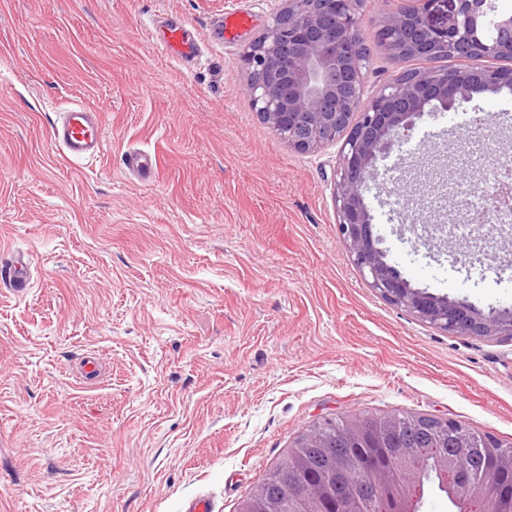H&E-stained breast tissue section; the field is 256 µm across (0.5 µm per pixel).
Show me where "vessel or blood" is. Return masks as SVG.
Returning <instances> with one entry per match:
<instances>
[{
	"instance_id": "b4317fda",
	"label": "vessel or blood",
	"mask_w": 512,
	"mask_h": 512,
	"mask_svg": "<svg viewBox=\"0 0 512 512\" xmlns=\"http://www.w3.org/2000/svg\"><path fill=\"white\" fill-rule=\"evenodd\" d=\"M152 38L163 50L183 63L194 62L201 53L196 38L176 19L162 17L152 28ZM51 138L58 151L69 161H84L98 156L103 149L102 123L97 112L82 105L62 113L52 125ZM129 171L150 177L155 169L154 157L145 151L129 153L125 158ZM31 275L30 262L21 254L0 265V277L7 279L16 293H25Z\"/></svg>"
}]
</instances>
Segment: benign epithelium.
I'll return each mask as SVG.
<instances>
[{
  "mask_svg": "<svg viewBox=\"0 0 512 512\" xmlns=\"http://www.w3.org/2000/svg\"><path fill=\"white\" fill-rule=\"evenodd\" d=\"M360 0H281L262 33L240 56L248 72L247 93L262 121L302 152L343 140L334 178L333 202L340 238L369 288L389 304L453 336H512V310L485 312L463 299L417 288L378 247L364 191L376 177V161L405 136L426 110L450 111L474 95L512 86V70L488 65L512 57V15L493 13L492 34L482 24L477 0H421L419 8L387 9L376 37L395 52L431 58L442 52L463 56L469 66L450 75L419 70L404 82L387 83L363 104V69L368 57L359 41ZM448 502L469 508L459 495L471 488L492 505L499 471L512 470V452L498 467L477 477L464 456L439 458ZM363 475L368 486L397 488L394 497L368 498L369 512H419L422 479L410 471L394 486L389 455L352 453L336 467Z\"/></svg>",
  "mask_w": 512,
  "mask_h": 512,
  "instance_id": "1",
  "label": "benign epithelium"
}]
</instances>
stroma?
<instances>
[{"label": "stroma", "mask_w": 512, "mask_h": 512, "mask_svg": "<svg viewBox=\"0 0 512 512\" xmlns=\"http://www.w3.org/2000/svg\"><path fill=\"white\" fill-rule=\"evenodd\" d=\"M280 0H0V512H238L314 422L423 413L512 441V339L453 336L368 288L332 200L339 144L298 151L253 111L244 48ZM364 0L367 96L404 70ZM248 13L218 40L214 21ZM184 21L191 67L147 35ZM102 114L74 166L50 128ZM156 155L148 183L127 151ZM512 159V91L416 121L365 199L414 286L512 306V240H472L469 176ZM460 251H448L449 241ZM98 377L80 375L84 358ZM30 275V262L20 253H17L9 264L3 262L0 266V277L7 279L18 294L26 292Z\"/></svg>", "instance_id": "obj_1"}]
</instances>
